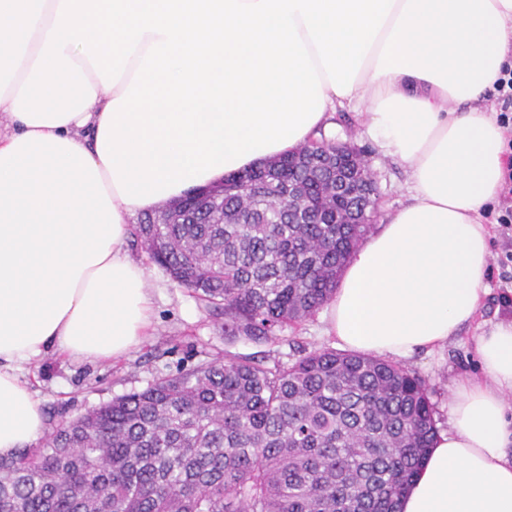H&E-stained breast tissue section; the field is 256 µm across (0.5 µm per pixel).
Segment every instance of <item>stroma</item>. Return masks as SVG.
<instances>
[{"label":"stroma","instance_id":"35a3bbf8","mask_svg":"<svg viewBox=\"0 0 512 512\" xmlns=\"http://www.w3.org/2000/svg\"><path fill=\"white\" fill-rule=\"evenodd\" d=\"M328 138L348 143L366 152L378 193L377 216L385 218L410 201L408 174L390 152L381 150L361 115L346 109L337 113ZM490 228L491 274L489 292L473 323L459 336L432 355L422 353L406 359L407 367L419 373L429 385L439 413L440 430H448V402L458 380L480 375L475 336L494 323L512 315V230L497 222L496 214L487 217ZM132 256L140 261L154 294V315L145 340L123 358L111 362H78L63 355L50 354L37 364L24 366L22 375L40 401L46 418L72 419L91 407L147 387L156 377L172 375L202 359L204 353L230 350L249 354L255 344L227 343L217 322L184 287L171 281L139 246ZM284 339L269 345L273 358L287 360L291 342L312 351L334 346L322 317H314L285 329Z\"/></svg>","mask_w":512,"mask_h":512}]
</instances>
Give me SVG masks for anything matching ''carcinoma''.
Masks as SVG:
<instances>
[{"label": "carcinoma", "mask_w": 512, "mask_h": 512, "mask_svg": "<svg viewBox=\"0 0 512 512\" xmlns=\"http://www.w3.org/2000/svg\"><path fill=\"white\" fill-rule=\"evenodd\" d=\"M361 152L312 141L133 225L230 342L276 343L333 297L373 203ZM439 432L424 379L324 348L224 351L0 458V512H398Z\"/></svg>", "instance_id": "1"}]
</instances>
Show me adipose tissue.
Returning <instances> with one entry per match:
<instances>
[{
    "mask_svg": "<svg viewBox=\"0 0 512 512\" xmlns=\"http://www.w3.org/2000/svg\"><path fill=\"white\" fill-rule=\"evenodd\" d=\"M512 0H0V457L45 418L20 364L125 356L152 323L137 218L308 143L359 111L411 202L344 268L338 345L434 350L488 292ZM400 512H512V317L477 336ZM503 77H500L495 82V87L499 96L497 97L498 105H500V112L493 97H487L486 100L481 102L482 107H486L492 113L498 116V122L503 128L512 126V71L505 70L502 72ZM500 113V114H499Z\"/></svg>",
    "mask_w": 512,
    "mask_h": 512,
    "instance_id": "adipose-tissue-1",
    "label": "adipose tissue"
}]
</instances>
